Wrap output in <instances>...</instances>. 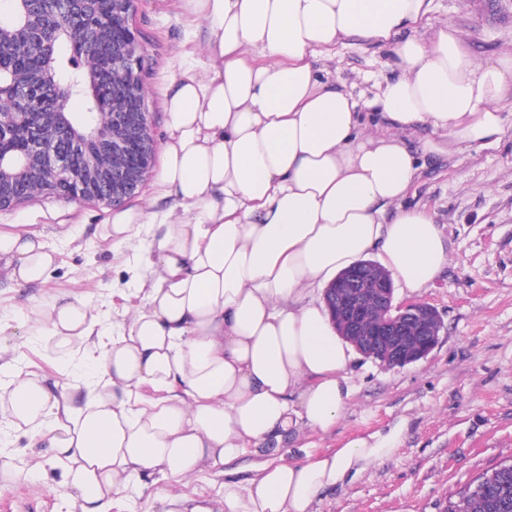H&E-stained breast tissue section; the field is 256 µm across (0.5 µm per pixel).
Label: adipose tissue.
<instances>
[{
	"mask_svg": "<svg viewBox=\"0 0 512 512\" xmlns=\"http://www.w3.org/2000/svg\"><path fill=\"white\" fill-rule=\"evenodd\" d=\"M176 3L205 25L206 56L167 88L153 210H115L106 229L136 252L141 302L83 406L22 371L0 389V417L53 448L80 512H104L136 476L186 487L300 427L336 426L354 350L314 287L372 252L405 288L431 282L449 254L432 214L405 205L421 157L503 130L512 59L476 60L445 24L418 37L430 0ZM350 37L390 53L368 99L322 76ZM420 128L431 136L416 153L405 137ZM56 262L40 233L0 229L11 279L43 281ZM33 313L63 351L99 333L77 298ZM406 428L400 418L333 451L262 461L225 479L224 512H315L326 490L392 458Z\"/></svg>",
	"mask_w": 512,
	"mask_h": 512,
	"instance_id": "ef3b65f1",
	"label": "adipose tissue"
}]
</instances>
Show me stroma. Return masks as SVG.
Segmentation results:
<instances>
[{
	"mask_svg": "<svg viewBox=\"0 0 512 512\" xmlns=\"http://www.w3.org/2000/svg\"><path fill=\"white\" fill-rule=\"evenodd\" d=\"M431 28L449 23L468 52L484 61L512 55V0H431ZM133 21L150 67L147 105L156 135L164 133V87L204 30H190L171 0H134ZM385 51L350 38L326 64L327 78L366 99L390 76ZM497 106L499 141L423 157L407 202L431 211L449 247L450 261L423 288L396 286V301H421L438 311L443 328L427 357L389 367L356 354L357 391L329 431L303 429L286 438L280 453L301 460L340 447L364 433L408 420L394 457L350 484L323 493L318 512H441L445 501L477 475L512 461V82ZM109 205L40 194L0 210V228L41 232L58 254L44 282L18 284L0 267V357L49 385L93 383L91 365L128 323L126 308L140 302L130 251L114 253L104 241ZM81 297L100 316L93 346L64 355L41 336L35 307ZM0 453L25 473L0 480V512H70L62 474L51 449L35 444L27 427L0 421ZM172 488L151 477L111 512H168Z\"/></svg>",
	"mask_w": 512,
	"mask_h": 512,
	"instance_id": "stroma-1",
	"label": "stroma"
}]
</instances>
